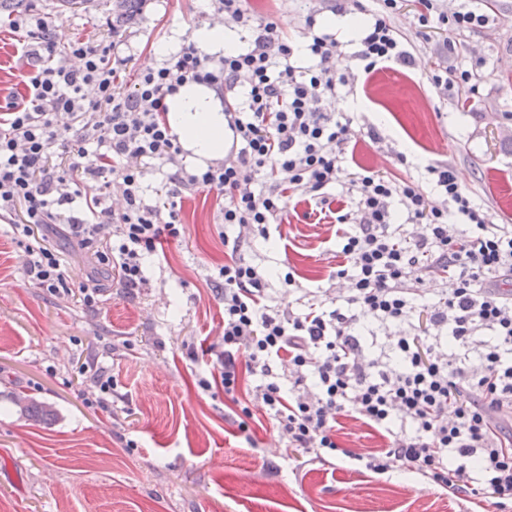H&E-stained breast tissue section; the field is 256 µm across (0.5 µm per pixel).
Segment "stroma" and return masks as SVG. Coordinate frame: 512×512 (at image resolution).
I'll return each instance as SVG.
<instances>
[{
	"label": "stroma",
	"instance_id": "1",
	"mask_svg": "<svg viewBox=\"0 0 512 512\" xmlns=\"http://www.w3.org/2000/svg\"><path fill=\"white\" fill-rule=\"evenodd\" d=\"M32 2L70 39L112 35V0L62 15L56 0ZM484 2V27L454 37L434 29L425 39L419 0H401L391 23L416 63L369 75L348 43L350 0H250L289 37L299 38L312 14L343 40L338 65L355 79L326 109L352 119L356 166L421 181L427 164L450 163L488 222L512 225V0ZM224 20L210 0H147L121 31L130 57L124 87L195 30ZM478 58L477 94L463 111L455 90L440 91L429 75ZM372 127L381 142L370 139ZM223 206L217 193L188 192L181 240L147 259L142 288L113 284L97 313L31 285L23 248L0 222V512H497L489 499L459 498L419 475L359 472L342 456L282 464L283 447L271 444L275 422L252 401L253 376L242 372L234 398L224 395L215 280L226 258ZM319 212L316 202L290 197L270 239L253 237L247 258L279 273L271 305L300 306L284 273L307 288L326 285L336 228ZM87 365L112 378L106 404L81 374ZM30 402L50 405L51 421L29 417Z\"/></svg>",
	"mask_w": 512,
	"mask_h": 512
}]
</instances>
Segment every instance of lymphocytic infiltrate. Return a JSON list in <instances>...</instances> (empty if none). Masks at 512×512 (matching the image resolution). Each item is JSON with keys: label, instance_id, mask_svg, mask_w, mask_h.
<instances>
[{"label": "lymphocytic infiltrate", "instance_id": "obj_1", "mask_svg": "<svg viewBox=\"0 0 512 512\" xmlns=\"http://www.w3.org/2000/svg\"><path fill=\"white\" fill-rule=\"evenodd\" d=\"M254 36L251 48L217 57L188 43L161 66L139 73L129 92L117 86L128 59L115 40H64L59 25L34 10L11 22L22 95L0 101V221L25 242L30 282L67 289L65 261L53 240L65 234L95 264L80 301L99 310L105 279L141 287L145 260L162 241L179 239L183 193L217 192L222 218L237 227L223 284L224 347L217 359L225 395L239 382L240 355L256 380L254 401L276 422L279 441L316 462L341 451L336 426L348 418L380 432L383 445L344 452L356 470L424 476L463 497L512 502V227L488 223L451 164L413 177L350 171L355 133L323 102L350 78L336 68L341 43L307 19L297 63L289 39L246 0H211ZM355 53L365 73L408 65L390 17L400 0H376ZM417 21L449 34L483 26L485 14L439 11L420 0ZM244 93L226 103L231 146L224 159L187 167L165 119L166 99L187 83ZM68 116L60 124V116ZM67 164H59V157ZM165 197L145 199L148 173ZM347 188L351 209L336 217L342 257L328 287L309 289L306 310L268 305L270 274L246 259L252 235L281 223L287 192L324 199ZM124 206L112 209L111 187ZM400 204L404 223L391 210ZM447 274L451 289L417 301V285ZM415 288H408V281ZM403 323L408 334L377 340L375 326Z\"/></svg>", "mask_w": 512, "mask_h": 512}]
</instances>
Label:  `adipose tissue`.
I'll return each mask as SVG.
<instances>
[{"mask_svg":"<svg viewBox=\"0 0 512 512\" xmlns=\"http://www.w3.org/2000/svg\"><path fill=\"white\" fill-rule=\"evenodd\" d=\"M170 122L185 147L210 159L224 152V113L219 99L205 86L185 84L167 99Z\"/></svg>","mask_w":512,"mask_h":512,"instance_id":"obj_1","label":"adipose tissue"}]
</instances>
